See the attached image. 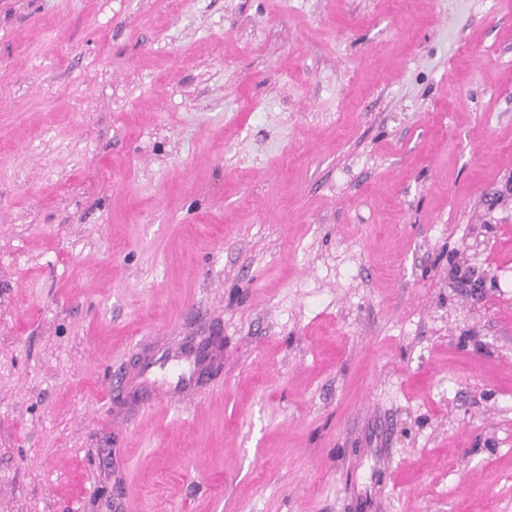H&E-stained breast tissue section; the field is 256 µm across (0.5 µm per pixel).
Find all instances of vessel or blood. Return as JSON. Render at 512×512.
<instances>
[{
	"mask_svg": "<svg viewBox=\"0 0 512 512\" xmlns=\"http://www.w3.org/2000/svg\"><path fill=\"white\" fill-rule=\"evenodd\" d=\"M224 352L220 342H205L160 357H144L136 371L116 378L112 389L132 403L162 400L181 403L200 388L202 365H221Z\"/></svg>",
	"mask_w": 512,
	"mask_h": 512,
	"instance_id": "b4317fda",
	"label": "vessel or blood"
}]
</instances>
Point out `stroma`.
<instances>
[{
    "instance_id": "35a3bbf8",
    "label": "stroma",
    "mask_w": 512,
    "mask_h": 512,
    "mask_svg": "<svg viewBox=\"0 0 512 512\" xmlns=\"http://www.w3.org/2000/svg\"><path fill=\"white\" fill-rule=\"evenodd\" d=\"M0 512H512V0H0ZM223 360L224 352L218 339L176 352H163L158 361L168 368L165 374L156 373L153 368L157 361L153 356H146L132 375L124 380L115 378L112 392L118 391V395L132 403L163 400L179 404L201 387L200 367L206 364L219 368Z\"/></svg>"
}]
</instances>
